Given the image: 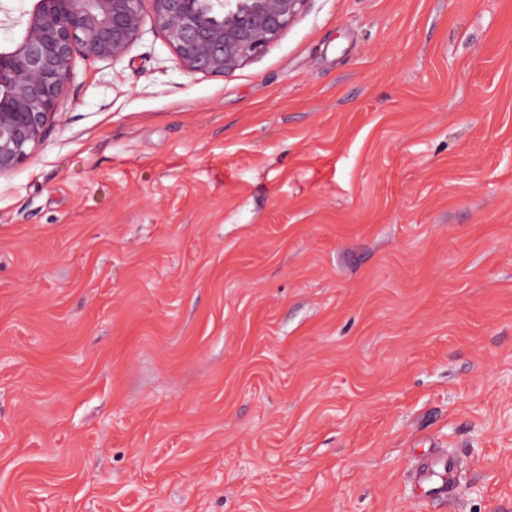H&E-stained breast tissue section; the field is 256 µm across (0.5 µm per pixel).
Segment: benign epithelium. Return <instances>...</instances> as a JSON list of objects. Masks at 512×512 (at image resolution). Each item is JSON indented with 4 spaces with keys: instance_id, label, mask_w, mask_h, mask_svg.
I'll return each instance as SVG.
<instances>
[{
    "instance_id": "benign-epithelium-1",
    "label": "benign epithelium",
    "mask_w": 512,
    "mask_h": 512,
    "mask_svg": "<svg viewBox=\"0 0 512 512\" xmlns=\"http://www.w3.org/2000/svg\"><path fill=\"white\" fill-rule=\"evenodd\" d=\"M189 74L226 75L276 42L309 0H32L0 5V175L25 163L59 117L73 61L124 58L139 39L144 2Z\"/></svg>"
}]
</instances>
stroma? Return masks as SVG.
Segmentation results:
<instances>
[{"mask_svg": "<svg viewBox=\"0 0 512 512\" xmlns=\"http://www.w3.org/2000/svg\"><path fill=\"white\" fill-rule=\"evenodd\" d=\"M142 29L0 176V512H512V0ZM189 74L226 75L276 42L310 0H148ZM454 462L448 457V461L434 458L416 473V486L423 497H449L452 484L449 479L453 475Z\"/></svg>", "mask_w": 512, "mask_h": 512, "instance_id": "1", "label": "stroma"}]
</instances>
